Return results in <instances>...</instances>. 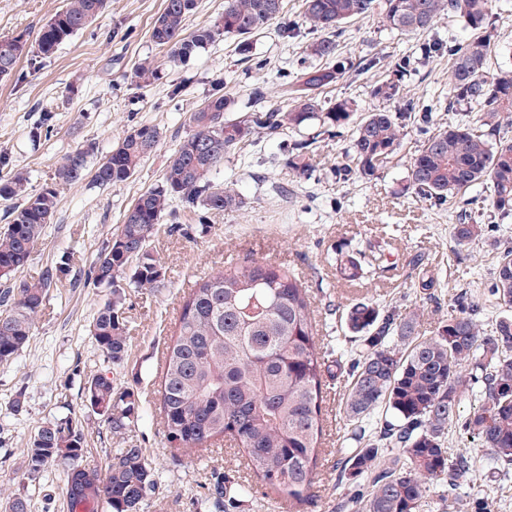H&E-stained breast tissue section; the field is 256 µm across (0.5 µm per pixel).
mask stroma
I'll list each match as a JSON object with an SVG mask.
<instances>
[{
	"mask_svg": "<svg viewBox=\"0 0 512 512\" xmlns=\"http://www.w3.org/2000/svg\"><path fill=\"white\" fill-rule=\"evenodd\" d=\"M164 0H108L107 8L88 29L63 43L56 53L30 64L21 61L9 80L0 81V153L12 162L0 168V181L15 174L27 179L28 193L51 184L61 160L78 148L87 152L92 171L133 127L150 124L160 140L129 180L100 186L91 178L58 187V205L28 264L17 280L39 277L62 255L72 259L69 275L54 281L33 334L15 361L0 365V494H21L29 512H68L66 468L55 462L42 479L32 480L23 453L30 437L46 422L73 415L84 426L82 465L104 469L116 449L143 448L152 463L158 489L141 512H279L281 492L262 485L234 442L223 440L209 449L171 455L165 446L157 390L162 352L173 335L179 307L199 277L223 270L226 262L251 255L294 269L312 297L320 337L327 341L347 336L345 306L368 296L401 312L417 311L415 333L436 334L447 319L454 297L462 292L480 300L477 320L483 329L506 313L489 293L497 252L512 246V215L501 216L474 202L470 210L485 228L476 241L460 245L453 238L455 211L419 201L406 188L407 165L426 136L419 115L406 121L407 134L399 156L378 177L340 180L335 167L349 146L342 136L319 143L314 168L297 174L284 165L288 149L308 135L307 129L265 136L228 155L217 180L237 182L247 209L214 213L197 223L189 211H178L188 235L160 229L150 251L165 270L158 287L127 289L123 305L129 329L128 353L112 366L114 385L133 391L138 409L124 434L110 433L103 419L83 404L84 386L103 367L89 329L110 289L94 286L86 273L98 252L122 221L125 209L162 177L178 143L191 130L189 115L209 93L216 78L224 91L245 105L255 82L252 65L263 61L269 74L295 72L308 58L314 36L302 15V0H286V17L297 28L295 37L277 31L253 37L248 53L236 40L217 38L175 68H164L162 79L147 87L130 80L134 67L164 52L150 37ZM62 0H0V39L18 35L36 40L42 25ZM468 30L460 18L446 17L428 32L411 36L391 33L380 16L346 24L337 58L359 62L377 56L381 63L365 73L347 74L327 88L325 106L352 99L363 108L375 104L372 84L392 65L429 41L456 42ZM415 91L434 98L448 95V59L419 62L406 78ZM181 86L172 96L173 86ZM50 114L47 135L36 136L43 114ZM384 237L393 243L396 267L365 286H353L337 274L330 260L337 247L355 248ZM421 255L441 286L433 296L416 293L407 277L406 260ZM348 379L332 383L327 399L328 423L322 444V465L309 502L291 512H337L351 495L368 494V483L338 482L336 451L353 447L352 428L343 416ZM24 393L22 412L11 404ZM472 482L456 490L466 501L482 494L492 512H512V469L498 468L482 452L472 454ZM222 485L230 499H214L211 490Z\"/></svg>",
	"mask_w": 512,
	"mask_h": 512,
	"instance_id": "stroma-1",
	"label": "stroma"
}]
</instances>
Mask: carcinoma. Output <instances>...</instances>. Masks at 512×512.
<instances>
[{
    "label": "carcinoma",
    "instance_id": "obj_1",
    "mask_svg": "<svg viewBox=\"0 0 512 512\" xmlns=\"http://www.w3.org/2000/svg\"><path fill=\"white\" fill-rule=\"evenodd\" d=\"M196 0H164L151 27L152 41L166 50L168 62L190 57L215 37L237 41L249 51V39L284 19L285 0H224V15L211 28L187 35L185 21ZM495 0H303L305 22L322 32L308 46L320 60L336 57L343 25L375 14L387 27L404 35L425 33L444 16L462 19L470 31L463 43L448 46V108L466 104L475 115L428 135L411 158L407 184L423 201L453 206L458 196L477 187L489 189L487 207L512 214V66L489 70L498 47L488 18ZM106 0H63V6L40 29L35 44L18 36L0 43V80L16 72L23 58L33 62L53 54L60 45L91 25ZM409 57L394 64L393 76L376 82L371 96L378 101L363 111L350 99L328 108L323 91L347 73L348 66L310 64L291 80H262L249 100L261 103L270 85L286 105L231 117L235 100L224 94V80L214 82L205 101L190 114L193 130L179 140L160 183L131 203L111 239L98 253L88 278L105 286L125 280L152 289L163 266L149 251L152 238L175 206L206 212L240 211L244 197L231 181L217 182L214 172L224 158L259 135L314 124L312 137L297 141L285 166L299 174L310 170L314 145L351 131L338 175L352 170L372 179L395 157L405 136L406 120L415 111L432 121L437 105L409 95ZM159 65L145 60L132 79L148 86ZM404 102L403 111L387 103ZM160 132L151 125L129 131L99 163L93 182L100 186L131 178L157 146ZM86 151L77 149L56 167L54 185L37 194L27 192L21 176L0 183V199L21 198L7 211L0 232V364L12 362L29 342L55 277L69 272L70 256L37 279L15 283L12 276L31 258L36 243L57 207V187L82 181ZM483 234V225L460 210L454 237L460 244ZM389 243L336 252L343 279L356 285L375 279L389 262ZM413 287L426 293L437 279L418 255L407 261ZM490 295L512 307V246L498 253ZM123 286L97 311L91 336L107 362L121 363L128 337L122 308ZM481 304L457 299L448 320L430 338L413 335L416 314L405 315L373 300L352 304L345 315L350 333L362 343L359 352L324 351L315 324L309 290L299 275L280 264L246 256L224 270L193 282L178 316L175 334L163 351L159 410L166 442H180L174 452H190L229 437L255 467L258 479L288 500L306 499L321 466V444L327 422V381L348 371L350 389L344 414L354 425L352 439L360 447L338 449L340 476L368 481V495H357L347 507L361 512H426L427 491L442 483L452 492L470 478L471 454L448 447V427L457 418L461 394L482 386L463 430L491 460L512 466V318L505 315L485 332L475 320ZM86 406L103 408L100 416L113 434L124 433L135 417L134 393L120 390L100 372L84 388ZM389 418L380 431L367 432L363 422L378 408ZM85 444L80 420L57 418L30 437L24 453L29 475L38 477L52 462L68 465L65 495L69 512H140L156 491L154 470L143 449H118L104 471L87 475L76 464Z\"/></svg>",
    "mask_w": 512,
    "mask_h": 512
}]
</instances>
